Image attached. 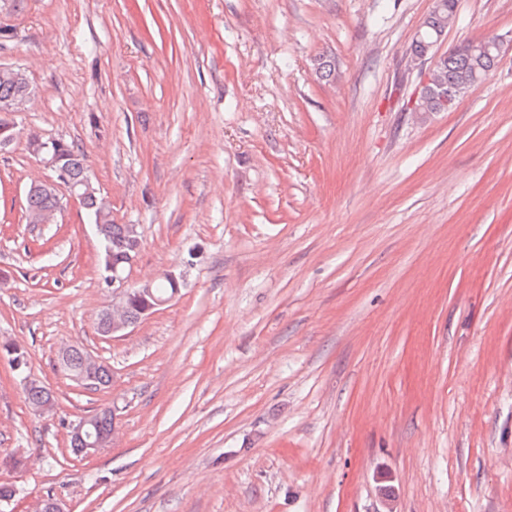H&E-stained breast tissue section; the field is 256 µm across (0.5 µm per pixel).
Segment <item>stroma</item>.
<instances>
[{
	"mask_svg": "<svg viewBox=\"0 0 512 512\" xmlns=\"http://www.w3.org/2000/svg\"><path fill=\"white\" fill-rule=\"evenodd\" d=\"M431 7L0 0V68L33 89L0 152V336L57 400L32 412L0 357L13 512H512V53L418 118ZM492 35L512 0H458L440 48ZM34 133L137 225L129 284L185 275L128 335L94 330L112 293L80 201L26 220ZM104 407L115 443L76 459L70 424ZM69 352V346H65L60 349L59 353L61 358L63 359ZM81 348L78 345H74V347L71 348L68 358H67V367H63L64 370H66L71 377L78 383H82L84 381L83 375H72L75 373H80L84 369V357H85V365L90 370L98 371L99 373L105 371L112 377L111 368L106 365L104 362L99 360L97 357L91 355ZM86 355V356H85Z\"/></svg>",
	"mask_w": 512,
	"mask_h": 512,
	"instance_id": "stroma-1",
	"label": "stroma"
}]
</instances>
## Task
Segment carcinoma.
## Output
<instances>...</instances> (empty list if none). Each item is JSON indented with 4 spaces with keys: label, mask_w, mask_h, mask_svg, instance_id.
Segmentation results:
<instances>
[{
    "label": "carcinoma",
    "mask_w": 512,
    "mask_h": 512,
    "mask_svg": "<svg viewBox=\"0 0 512 512\" xmlns=\"http://www.w3.org/2000/svg\"><path fill=\"white\" fill-rule=\"evenodd\" d=\"M455 20L456 0H443V7L429 14L420 25V37L413 40L411 44L410 58H418L424 54L429 57L434 56L438 36ZM497 63L494 49L485 40L463 42L443 52L433 70L432 84L422 90L424 102L419 108V114L426 117L434 110L435 94L441 91L465 89L482 79L486 73L495 70ZM29 94H31V88L14 81L10 74L0 70V108L14 106ZM64 147L65 164L70 178L80 182L89 173L85 154L75 144L66 142ZM60 204L61 198L54 191L46 189L27 191L26 211L29 222L41 224L50 220L53 212L60 208ZM84 208L92 223L103 225L101 239L109 249L108 256L112 264L127 268L128 225L113 222L112 207L104 202V198L94 186L84 199ZM85 355L86 351L80 346L72 347L65 370L71 375L82 372Z\"/></svg>",
    "instance_id": "carcinoma-1"
}]
</instances>
